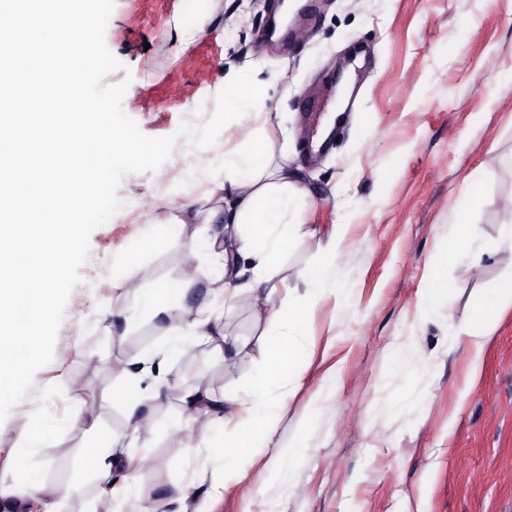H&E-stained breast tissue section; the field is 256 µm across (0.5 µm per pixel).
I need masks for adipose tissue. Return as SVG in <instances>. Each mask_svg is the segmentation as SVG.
<instances>
[{"instance_id":"obj_1","label":"adipose tissue","mask_w":512,"mask_h":512,"mask_svg":"<svg viewBox=\"0 0 512 512\" xmlns=\"http://www.w3.org/2000/svg\"><path fill=\"white\" fill-rule=\"evenodd\" d=\"M231 194L229 207H216L205 218L206 223L224 227V242L212 259L224 276V293L235 297L240 290L251 293L256 311L268 310L273 291L272 280L278 272L277 257L286 244L310 238V230L290 216L294 200L303 198L305 190L287 169L267 170L257 165L251 152L231 148L224 152V178L216 182L211 196ZM340 237L332 235L320 247L315 258L316 275L306 280V287L319 292H338L334 272L344 259L338 251ZM252 277L241 282L243 269ZM512 307V284H505L496 293V302L480 306L459 328L473 362H480L487 336L492 333L502 312ZM296 360L288 346L277 348L259 373L250 393L251 408L243 421V429L253 435V447H263L277 427L276 403L268 390V376L295 367Z\"/></svg>"}]
</instances>
